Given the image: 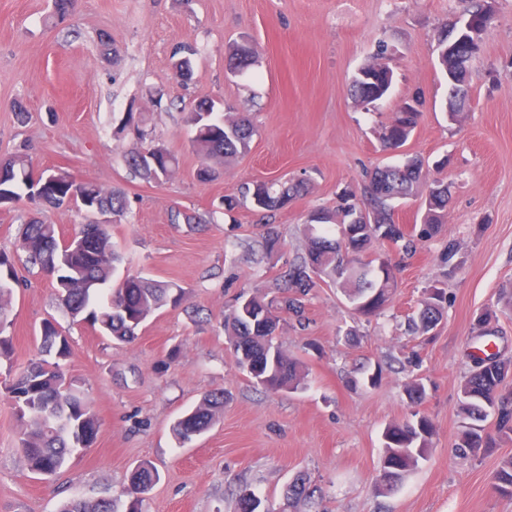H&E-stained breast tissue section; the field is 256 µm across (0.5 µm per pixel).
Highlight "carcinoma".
Masks as SVG:
<instances>
[{"mask_svg": "<svg viewBox=\"0 0 512 512\" xmlns=\"http://www.w3.org/2000/svg\"><path fill=\"white\" fill-rule=\"evenodd\" d=\"M462 10L455 15L452 27L458 30L455 48L457 65L469 69L475 56L466 42L469 19L481 16L479 0H458ZM438 64L448 70V30L438 35L436 44ZM391 85V70L384 62L365 68L352 80L350 95L358 100L374 102L383 98ZM422 105L416 96L399 107L392 122L385 127L384 146H402L414 130ZM191 144L200 158L197 178L211 179L212 161L224 162L249 147L253 135L251 122L242 113L234 118L210 115L206 121L191 118ZM128 134L143 143L149 132L128 113L124 125ZM127 167L141 178L160 183L175 170L178 161L168 149L150 144L130 152L125 158ZM424 162L418 157L402 165L376 167L365 172L362 195L343 190L336 197V206L320 208L309 216L307 252L286 262L285 270L267 290L242 292L224 314V334L237 366L255 380V385L277 393L297 390L305 383L307 374L302 362L274 343L273 336L283 328L282 314L292 320V327L306 330V306L311 292L325 279L338 285L358 316L370 318L381 314L390 304L399 264L390 258L377 261L363 259L373 243L383 240L382 231L390 229L389 243L397 248L400 259L413 256L418 245L433 238L445 223L448 207V186L439 182L428 190L422 204L421 224L408 232L394 227L393 202L414 195ZM70 175H55L46 170L34 174L31 162L22 153L0 160V191L8 200L22 196L34 198V185L48 183L56 192L39 199L52 206H63ZM303 189L301 182L256 183L241 194L224 197V211L230 215L239 207L251 204L258 210L274 212L286 206ZM86 201L114 217L126 209L125 196L105 190L92 183H82ZM362 209L373 215L374 223L364 235H348L355 225L348 223L352 211ZM281 237L272 223L263 224L261 247L271 255L279 248ZM20 250L25 269H36L56 285L57 298L73 317H82L97 327L100 333L116 343H130L138 331L158 311L178 308L187 300V293L172 282L138 276L115 278L116 253L112 242V225L83 224L77 243L60 241L57 229L32 217L21 232ZM460 244L448 241L443 260L448 264L447 276H453L460 266L457 260ZM14 258L0 253V361L11 362L13 337L8 333L12 320L14 289L21 286ZM447 292L445 283L437 282L424 288L414 315L408 318L410 331L418 336H430L441 323ZM498 315L495 309L485 308L474 319L473 329L480 336L496 332ZM70 355L68 337L49 318L40 325L39 357L7 388L8 397L24 405L18 416L20 432L18 451L27 470L36 475H52L64 468L69 459L82 448L95 442L99 421L68 379L60 361ZM54 357V361L46 357ZM512 375V362L496 353L478 357L464 376L458 394V414L466 421L455 447L474 455L486 454L494 448L512 442V389L504 385ZM406 390L412 403L419 405L427 396L422 378L416 376ZM224 409V394L207 393L198 404L178 418L172 432L177 441L190 443L206 431ZM493 420L494 432L486 431L484 423ZM431 419L418 410L403 422H392L384 428V454L381 458V484L388 492L394 489L426 457L433 436ZM157 480L154 468L142 463L131 474L123 490L128 498L125 512H145V494ZM494 489L503 498L512 499V457L501 460L494 474ZM314 490L301 478L288 486L286 499L309 498ZM59 512H118L117 500L110 495L94 499L74 498L62 505Z\"/></svg>", "mask_w": 512, "mask_h": 512, "instance_id": "obj_1", "label": "carcinoma"}]
</instances>
